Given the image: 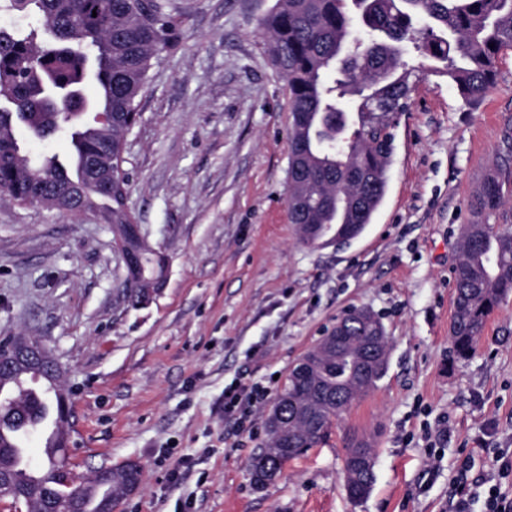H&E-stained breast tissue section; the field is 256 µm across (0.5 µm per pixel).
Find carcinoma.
<instances>
[{"mask_svg": "<svg viewBox=\"0 0 512 512\" xmlns=\"http://www.w3.org/2000/svg\"><path fill=\"white\" fill-rule=\"evenodd\" d=\"M3 8L36 19L24 31L0 27V193L29 195L38 184L85 188L83 203L103 224L128 221V194L103 197L88 184L87 157L112 148L114 163L126 153L119 142L125 117L137 111L151 61L177 42L163 5L151 17L139 0H3ZM273 65L288 83L290 154L288 216L301 244H348L362 235L387 191L394 151L391 132L406 111L423 71L448 78L465 103L482 100L497 84L501 51L512 48V0H276L259 20ZM428 65L405 61L407 44ZM61 84L90 104L74 112ZM93 84L99 97L89 99ZM351 99V109L343 106ZM68 139L70 156L81 167L73 176L57 155L32 156L16 135L19 127L38 138L43 122ZM512 208L499 165L489 168L473 197L478 220L461 229V254L454 268L451 340L458 359L473 353L500 301L512 293V228L494 229L491 218ZM146 274L162 271L161 252L141 259ZM350 336L346 351L321 338L303 356L301 375L290 371L267 422L269 445L249 462L251 483L263 488L270 472L285 461L323 443L329 428L355 399L375 388L351 373V361L371 340L370 327L342 314ZM44 406L29 391L0 398V428L11 422L35 429ZM345 456L346 490L365 497L373 477L352 468L353 449ZM0 473L9 485L3 495L20 496L29 512L52 499L58 512H107L110 502L127 496V484L140 472L128 465L112 473L108 491L94 508L90 496L102 483L76 482L62 457L55 476L25 480L13 462L11 445L0 437Z\"/></svg>", "mask_w": 512, "mask_h": 512, "instance_id": "cac0c4a2", "label": "carcinoma"}]
</instances>
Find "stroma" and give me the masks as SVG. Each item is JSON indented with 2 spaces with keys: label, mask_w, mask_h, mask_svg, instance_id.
Returning <instances> with one entry per match:
<instances>
[{
  "label": "stroma",
  "mask_w": 512,
  "mask_h": 512,
  "mask_svg": "<svg viewBox=\"0 0 512 512\" xmlns=\"http://www.w3.org/2000/svg\"><path fill=\"white\" fill-rule=\"evenodd\" d=\"M274 3L165 0L178 45L152 61L123 164L129 206L167 258L164 288L128 305L108 225L0 196V337H38L60 362L74 472L140 467L119 512H451L463 479L470 512H485L478 478L512 453V294L456 360L453 268L487 167L506 161L512 179V49L471 105L421 75L371 224L309 248L288 220V86L258 29ZM352 307L386 328L383 378L325 444L254 488L248 462L291 365ZM241 388L251 402L226 411ZM355 435L375 440L356 502ZM360 445H366L367 448H359ZM373 443L369 439L361 438L354 439L348 446V451L344 461V472L346 490L348 495L353 500H358L365 497L373 483V476L360 474L352 468V455L355 448L354 466L359 472H371L373 467V456L368 448H372Z\"/></svg>",
  "instance_id": "obj_1"
}]
</instances>
